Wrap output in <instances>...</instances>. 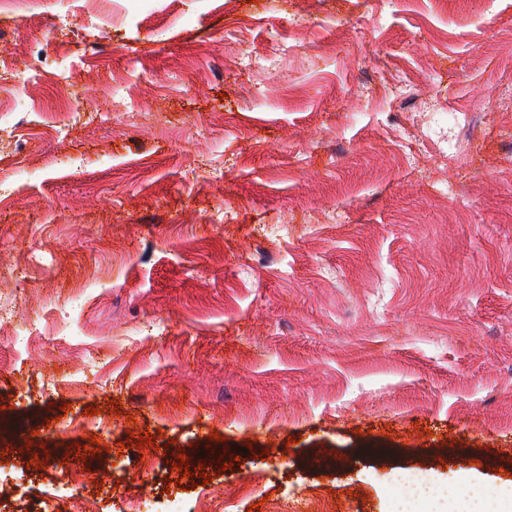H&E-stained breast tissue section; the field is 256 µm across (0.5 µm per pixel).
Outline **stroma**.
<instances>
[{
    "instance_id": "1",
    "label": "stroma",
    "mask_w": 512,
    "mask_h": 512,
    "mask_svg": "<svg viewBox=\"0 0 512 512\" xmlns=\"http://www.w3.org/2000/svg\"><path fill=\"white\" fill-rule=\"evenodd\" d=\"M104 28L86 0L0 13V512H391L396 467L512 482V0H118ZM146 430L166 448L118 450Z\"/></svg>"
}]
</instances>
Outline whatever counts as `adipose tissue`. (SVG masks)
Masks as SVG:
<instances>
[{"label": "adipose tissue", "instance_id": "ef3b65f1", "mask_svg": "<svg viewBox=\"0 0 512 512\" xmlns=\"http://www.w3.org/2000/svg\"><path fill=\"white\" fill-rule=\"evenodd\" d=\"M393 512H486L484 486L476 479L455 478L444 490L419 489L414 498L399 501Z\"/></svg>", "mask_w": 512, "mask_h": 512}]
</instances>
